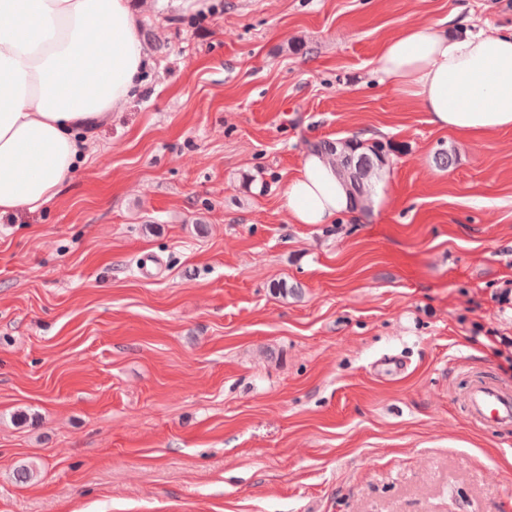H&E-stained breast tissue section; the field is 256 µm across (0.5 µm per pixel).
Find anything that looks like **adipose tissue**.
<instances>
[{
  "label": "adipose tissue",
  "mask_w": 512,
  "mask_h": 512,
  "mask_svg": "<svg viewBox=\"0 0 512 512\" xmlns=\"http://www.w3.org/2000/svg\"><path fill=\"white\" fill-rule=\"evenodd\" d=\"M130 0H0V215L55 198L96 129L143 89L150 61ZM378 71L462 137L512 128V27L459 34L402 27ZM296 224H331L355 202L334 165L307 153L285 191Z\"/></svg>",
  "instance_id": "ef3b65f1"
}]
</instances>
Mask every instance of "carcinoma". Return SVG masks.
I'll return each instance as SVG.
<instances>
[{"instance_id": "cac0c4a2", "label": "carcinoma", "mask_w": 512, "mask_h": 512, "mask_svg": "<svg viewBox=\"0 0 512 512\" xmlns=\"http://www.w3.org/2000/svg\"><path fill=\"white\" fill-rule=\"evenodd\" d=\"M395 150L397 147L390 141L365 144L354 138L328 142L318 148L319 152L335 164L337 173L356 202L363 201L368 195L372 179L385 169L388 155Z\"/></svg>"}]
</instances>
